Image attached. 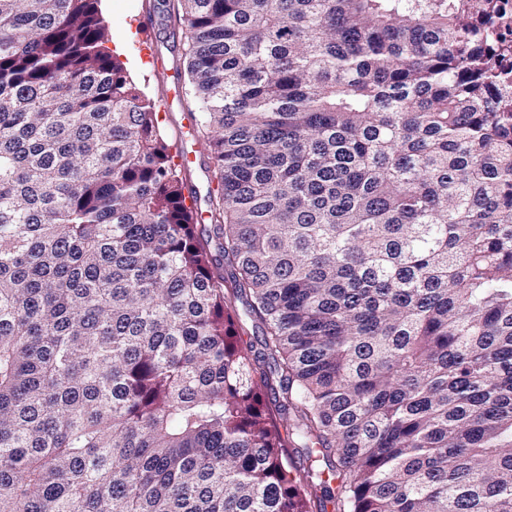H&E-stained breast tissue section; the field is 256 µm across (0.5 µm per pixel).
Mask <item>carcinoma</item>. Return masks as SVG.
Segmentation results:
<instances>
[{
  "label": "carcinoma",
  "instance_id": "1",
  "mask_svg": "<svg viewBox=\"0 0 512 512\" xmlns=\"http://www.w3.org/2000/svg\"><path fill=\"white\" fill-rule=\"evenodd\" d=\"M98 2L0 0V512H512L498 0H172L205 224ZM193 136L189 139V147H195L196 159L189 166H185L183 171L184 177L187 181L195 182L199 187V206L198 208L206 215L205 211L209 209V191L214 188L215 183L213 181L212 173L208 170V159L200 152V146L195 141Z\"/></svg>",
  "mask_w": 512,
  "mask_h": 512
}]
</instances>
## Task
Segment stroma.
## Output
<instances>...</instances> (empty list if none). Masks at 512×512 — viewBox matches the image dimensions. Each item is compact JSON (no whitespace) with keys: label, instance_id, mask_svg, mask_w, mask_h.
<instances>
[{"label":"stroma","instance_id":"1","mask_svg":"<svg viewBox=\"0 0 512 512\" xmlns=\"http://www.w3.org/2000/svg\"><path fill=\"white\" fill-rule=\"evenodd\" d=\"M100 9L109 26L111 43L122 46L120 61L142 92L155 102L175 93L172 108L161 115L168 142H175L190 119V107L184 39L166 11V0H102ZM144 15L154 20L150 40L153 55L149 58L141 57L140 38L133 27L134 21Z\"/></svg>","mask_w":512,"mask_h":512}]
</instances>
